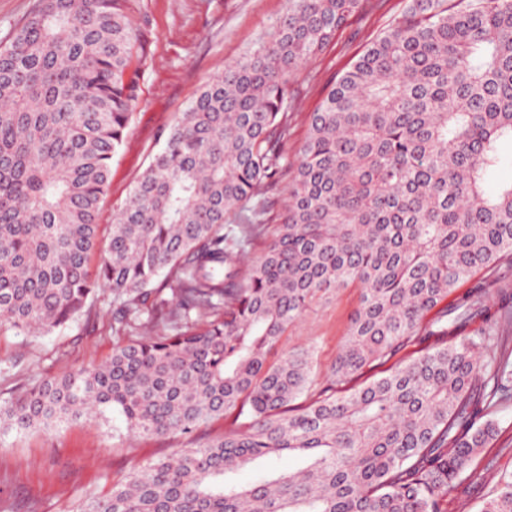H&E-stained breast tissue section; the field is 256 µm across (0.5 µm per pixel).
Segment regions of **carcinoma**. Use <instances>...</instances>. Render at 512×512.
<instances>
[{
	"label": "carcinoma",
	"mask_w": 512,
	"mask_h": 512,
	"mask_svg": "<svg viewBox=\"0 0 512 512\" xmlns=\"http://www.w3.org/2000/svg\"><path fill=\"white\" fill-rule=\"evenodd\" d=\"M365 2L288 0L268 40L163 134L93 269L139 97L133 25L120 0H39L0 47V328L48 334L99 288L118 314L108 359L1 403L0 429L116 414L166 438L224 420L223 436L135 468L82 512H446L459 477L482 478L471 465L498 435L489 415L512 404V309L448 336L485 312L489 277L427 316L512 262V181L486 188L512 144V0H407L328 82L292 163L289 76ZM289 170L270 232L265 193ZM354 283L326 380L309 349L269 360L318 298ZM283 451L306 466L224 485ZM481 512H512V474Z\"/></svg>",
	"instance_id": "obj_1"
}]
</instances>
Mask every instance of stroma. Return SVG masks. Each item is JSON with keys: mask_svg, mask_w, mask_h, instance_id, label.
<instances>
[{"mask_svg": "<svg viewBox=\"0 0 512 512\" xmlns=\"http://www.w3.org/2000/svg\"><path fill=\"white\" fill-rule=\"evenodd\" d=\"M127 14L141 48L132 64L140 92L122 146L112 158L110 188L100 204L99 239L111 226L132 187L162 145L161 135L176 121L203 84L266 40L287 0H126ZM404 0H367L335 42L295 71L289 86L291 135L285 146L297 159L308 133L309 115L328 81L363 47L399 17ZM360 290L351 285L327 292L289 329L285 348L314 351V372L324 378L336 358L358 307ZM112 291L99 289L90 308L65 327L35 336L0 330V402L36 379L106 359L116 341ZM499 435L475 462L482 480L461 477L448 495V512H479L499 475L512 473V407L495 415ZM224 432L213 421L192 434L166 439L128 434L120 420H74L50 431L0 433V512H80L92 496L108 494L113 483L136 466L201 444Z\"/></svg>", "mask_w": 512, "mask_h": 512, "instance_id": "35a3bbf8", "label": "stroma"}]
</instances>
